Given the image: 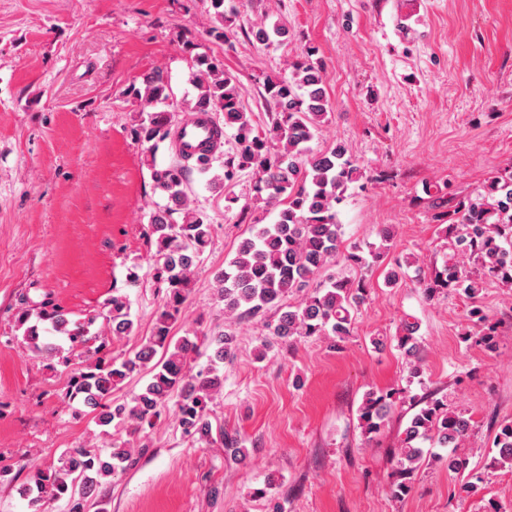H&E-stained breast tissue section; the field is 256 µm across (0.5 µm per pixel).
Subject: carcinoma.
I'll use <instances>...</instances> for the list:
<instances>
[{
	"label": "carcinoma",
	"instance_id": "cac0c4a2",
	"mask_svg": "<svg viewBox=\"0 0 512 512\" xmlns=\"http://www.w3.org/2000/svg\"><path fill=\"white\" fill-rule=\"evenodd\" d=\"M213 26L210 35L228 41L232 17L224 0H210ZM254 39L270 44L283 37L278 24L264 23L251 30ZM311 51L296 59L287 74L263 78L266 94L274 105L270 121L258 131L249 113L243 110L240 87L235 75L223 62L196 55L195 96L184 101L188 112L206 110L214 116V131L234 130V148L224 159L223 179L230 181L248 170L254 177L256 197L279 207L272 224L251 225L237 255L215 276L216 298L224 303L229 317L244 318L260 314L268 307H279L270 328L285 341L325 337L334 342L351 335L353 314L364 300L367 285L348 277L331 278L314 285L318 275L340 253L342 225L337 221V206L350 185L361 177V169L344 145L314 152L309 147L315 131L329 120V101L318 65ZM130 94L142 105L134 128L136 140L149 153L170 136L176 108L166 105L172 96L168 73L160 68L143 75L140 86ZM181 161L159 166L151 161L154 190L166 204L151 212L150 238L155 245L154 278L164 289L165 301L153 332L128 355H112V346L103 340L89 345L84 332L70 328L68 313L57 306L42 310L37 320L22 311L18 328L30 350L48 365L69 367L72 356L80 359L72 369L65 399L76 402L94 414L97 425L116 423L129 434L145 431V425L169 407L182 432L200 442L213 439L211 404L224 388V361L235 351L233 334L220 331L208 340L213 354L207 367L195 369L199 337L170 336L172 325L182 317L193 268L210 243L211 225L188 202L190 154L180 152ZM445 231L451 234L449 253L440 268L421 280L428 292L436 288H461L474 299L489 280L512 288V171L491 178L475 193L459 201L448 213ZM381 257L375 250L354 247L347 261L372 266ZM303 292L297 305L288 296ZM127 295L116 293L103 311L87 318L93 325L98 318L113 337L129 335L133 322L128 313ZM47 327L70 342L68 354L43 340ZM418 322L402 319L398 347L410 359H417ZM147 372L150 381L133 394L132 406L112 403V391L135 376ZM395 406L390 393L370 392L359 410L361 428L371 439L385 427ZM471 421L464 413L448 410L438 399H427L412 415L399 440L397 470L401 482L395 493L407 494L411 479L427 458L426 442L453 450L462 447L470 436ZM227 454L243 461L247 452L235 434L219 430ZM498 463L512 467V421L500 426L494 439ZM132 459V449L124 441H114L107 454L95 448H74L59 459L53 469L34 471L18 488V494L34 507L42 501L64 500L67 512H87L100 479L124 471Z\"/></svg>",
	"mask_w": 512,
	"mask_h": 512
}]
</instances>
